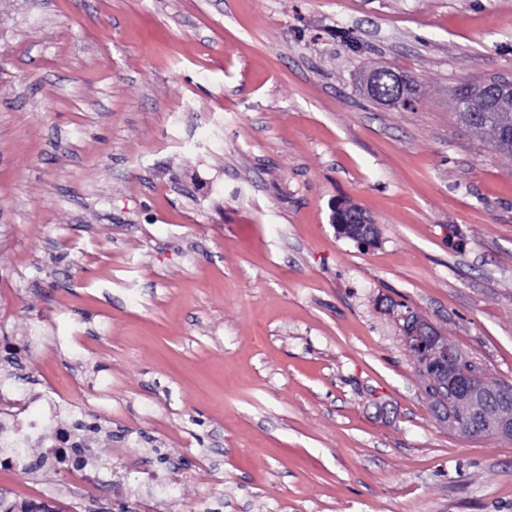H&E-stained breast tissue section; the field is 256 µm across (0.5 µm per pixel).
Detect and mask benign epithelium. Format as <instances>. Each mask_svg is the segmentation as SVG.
Returning <instances> with one entry per match:
<instances>
[{"label":"benign epithelium","mask_w":512,"mask_h":512,"mask_svg":"<svg viewBox=\"0 0 512 512\" xmlns=\"http://www.w3.org/2000/svg\"><path fill=\"white\" fill-rule=\"evenodd\" d=\"M364 93L377 103L398 111H407L415 104L409 92L407 77L384 68L372 69L363 78ZM456 96L467 104L465 111L477 115L479 112H512V78L490 79L478 85L461 86ZM338 225L358 224L367 226L371 220L358 208L340 207L333 216ZM406 329L414 340L407 341L408 349L424 352L432 368L439 372L433 381V393L437 402L448 406L462 401L478 407V413L470 415L473 422L489 417L494 410L499 417L493 424L492 433L512 437V386L487 389L479 376L460 363L454 345L428 322L404 317Z\"/></svg>","instance_id":"1"}]
</instances>
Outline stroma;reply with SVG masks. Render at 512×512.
I'll list each match as a JSON object with an SVG mask.
<instances>
[{
  "label": "stroma",
  "instance_id": "stroma-1",
  "mask_svg": "<svg viewBox=\"0 0 512 512\" xmlns=\"http://www.w3.org/2000/svg\"><path fill=\"white\" fill-rule=\"evenodd\" d=\"M498 76L512 0H0V382L164 485L0 466V495L512 512V440L438 419L400 319L512 385V159L453 108ZM385 74L389 75L388 81L393 86V92L389 95L379 93V86L386 79ZM409 86L407 77L394 71L389 72L385 68L372 69L363 78L364 93L369 98H374L377 103L398 111H407L415 104V98L408 90Z\"/></svg>",
  "mask_w": 512,
  "mask_h": 512
}]
</instances>
